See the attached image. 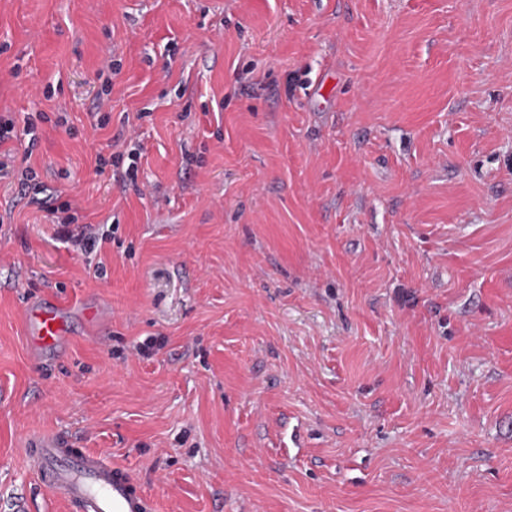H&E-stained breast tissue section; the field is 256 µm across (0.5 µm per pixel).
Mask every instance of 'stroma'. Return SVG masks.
<instances>
[{
	"label": "stroma",
	"instance_id": "stroma-1",
	"mask_svg": "<svg viewBox=\"0 0 512 512\" xmlns=\"http://www.w3.org/2000/svg\"><path fill=\"white\" fill-rule=\"evenodd\" d=\"M0 115L107 236L0 180V512H72L52 435L155 512H512V0H0ZM57 224V236L65 243L70 244L74 250L82 254L92 253L99 245V240L96 234L92 231L89 224L78 227V230L70 228L72 217L67 216ZM67 307L54 295L30 301L24 310V325L29 346L36 359L55 354L70 343Z\"/></svg>",
	"mask_w": 512,
	"mask_h": 512
}]
</instances>
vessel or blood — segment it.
<instances>
[{"label":"vessel or blood","mask_w":512,"mask_h":512,"mask_svg":"<svg viewBox=\"0 0 512 512\" xmlns=\"http://www.w3.org/2000/svg\"><path fill=\"white\" fill-rule=\"evenodd\" d=\"M67 308L56 296L30 301L24 310L29 346L36 358L70 343ZM28 454L40 480L74 512H153L151 497L123 469L61 438L31 441Z\"/></svg>","instance_id":"vessel-or-blood-1"}]
</instances>
